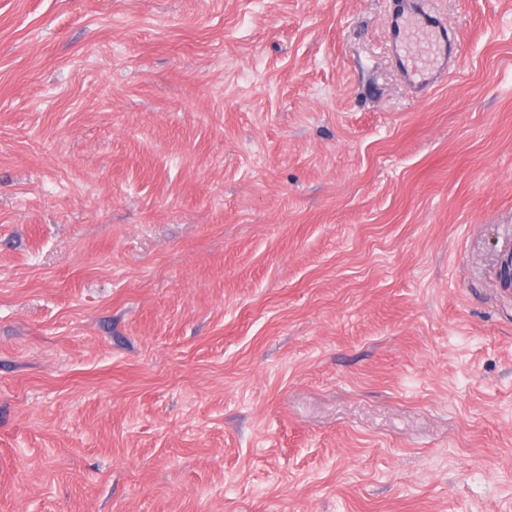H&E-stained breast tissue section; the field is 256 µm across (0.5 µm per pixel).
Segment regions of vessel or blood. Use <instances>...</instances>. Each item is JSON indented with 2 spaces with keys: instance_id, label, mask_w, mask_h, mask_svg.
<instances>
[{
  "instance_id": "obj_1",
  "label": "vessel or blood",
  "mask_w": 512,
  "mask_h": 512,
  "mask_svg": "<svg viewBox=\"0 0 512 512\" xmlns=\"http://www.w3.org/2000/svg\"><path fill=\"white\" fill-rule=\"evenodd\" d=\"M431 32L440 48L441 61L431 70L424 69L419 59L412 55L410 45L414 27ZM388 39L396 65L408 84L416 93H423L433 87L450 67L455 51V40L447 29L439 26L434 17L425 11L419 0H402L388 24Z\"/></svg>"
}]
</instances>
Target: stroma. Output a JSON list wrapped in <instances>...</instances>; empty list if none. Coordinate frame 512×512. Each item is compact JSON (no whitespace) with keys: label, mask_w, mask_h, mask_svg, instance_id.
<instances>
[{"label":"stroma","mask_w":512,"mask_h":512,"mask_svg":"<svg viewBox=\"0 0 512 512\" xmlns=\"http://www.w3.org/2000/svg\"><path fill=\"white\" fill-rule=\"evenodd\" d=\"M400 2L0 0V512H512V0ZM412 21L422 29L431 32L439 44L441 61L436 68L426 73L419 59L408 50L413 36L410 24ZM388 39L396 65L408 84L418 94L433 87L440 77L448 72V68L453 62L455 37H450L448 30L439 26L435 18L425 11L417 1H402L401 7L391 16L389 21Z\"/></svg>","instance_id":"35a3bbf8"}]
</instances>
